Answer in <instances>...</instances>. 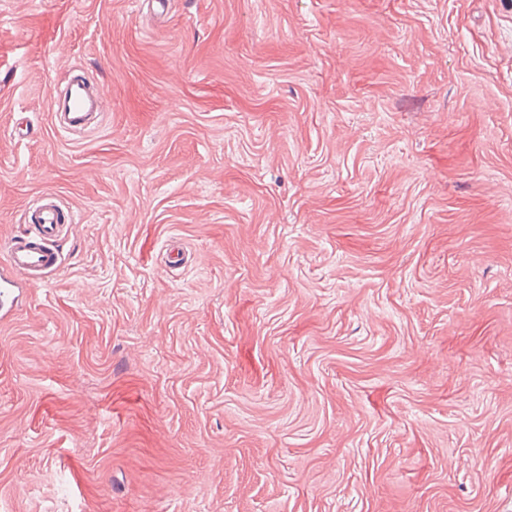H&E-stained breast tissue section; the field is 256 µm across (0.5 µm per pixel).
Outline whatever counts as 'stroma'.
<instances>
[{
    "label": "stroma",
    "instance_id": "obj_1",
    "mask_svg": "<svg viewBox=\"0 0 512 512\" xmlns=\"http://www.w3.org/2000/svg\"><path fill=\"white\" fill-rule=\"evenodd\" d=\"M46 191L0 512H512V0H0V240ZM90 82L77 75L69 76L64 94L58 102L61 128L71 134H81L92 128L100 118L102 94L92 96Z\"/></svg>",
    "mask_w": 512,
    "mask_h": 512
}]
</instances>
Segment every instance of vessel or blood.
I'll return each mask as SVG.
<instances>
[{"label":"vessel or blood","instance_id":"obj_1","mask_svg":"<svg viewBox=\"0 0 512 512\" xmlns=\"http://www.w3.org/2000/svg\"><path fill=\"white\" fill-rule=\"evenodd\" d=\"M89 89L86 78L69 76L58 102L64 131L84 133L99 119L102 98ZM76 221L75 212L64 207L56 194L46 192L24 210L20 231L0 242L1 321L12 315L27 288L61 266L58 242L66 225Z\"/></svg>","mask_w":512,"mask_h":512}]
</instances>
